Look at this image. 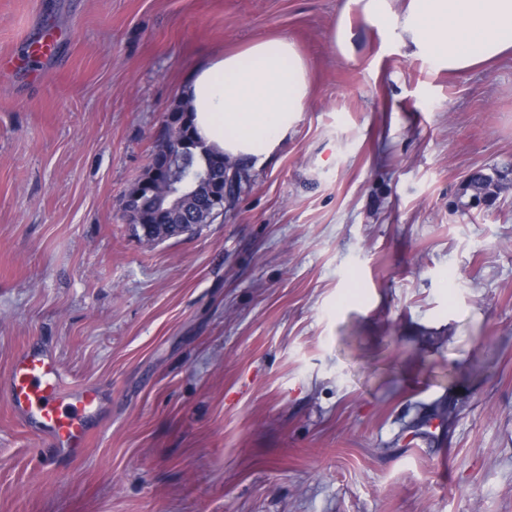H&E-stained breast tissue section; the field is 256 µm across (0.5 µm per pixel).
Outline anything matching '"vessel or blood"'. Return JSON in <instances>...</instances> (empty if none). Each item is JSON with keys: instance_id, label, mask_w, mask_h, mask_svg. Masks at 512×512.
<instances>
[{"instance_id": "obj_1", "label": "vessel or blood", "mask_w": 512, "mask_h": 512, "mask_svg": "<svg viewBox=\"0 0 512 512\" xmlns=\"http://www.w3.org/2000/svg\"><path fill=\"white\" fill-rule=\"evenodd\" d=\"M7 395L30 429L55 448L79 455L88 447V423L99 400L90 389H66L58 364L45 348L30 346L14 361Z\"/></svg>"}]
</instances>
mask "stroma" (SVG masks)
Wrapping results in <instances>:
<instances>
[{
	"label": "stroma",
	"instance_id": "stroma-1",
	"mask_svg": "<svg viewBox=\"0 0 512 512\" xmlns=\"http://www.w3.org/2000/svg\"><path fill=\"white\" fill-rule=\"evenodd\" d=\"M342 3L0 0V512H512V55L442 70L356 13L345 56ZM277 37L294 133L223 219L140 240L184 81ZM35 343L102 400L83 455L10 406ZM470 176L467 179L464 187L461 189L457 201V207L463 212H469L472 209H481L489 206V204L495 200L498 191V184L494 181V179L489 178L484 190L479 196L471 195L469 193Z\"/></svg>",
	"mask_w": 512,
	"mask_h": 512
}]
</instances>
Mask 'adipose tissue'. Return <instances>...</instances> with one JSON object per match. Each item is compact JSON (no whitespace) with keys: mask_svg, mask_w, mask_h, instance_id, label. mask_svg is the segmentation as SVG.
I'll use <instances>...</instances> for the list:
<instances>
[{"mask_svg":"<svg viewBox=\"0 0 512 512\" xmlns=\"http://www.w3.org/2000/svg\"><path fill=\"white\" fill-rule=\"evenodd\" d=\"M345 0L335 43L352 46L353 12L392 26L400 48L441 68L462 71L512 53V0ZM311 91L309 70L296 44L263 40L245 51L198 65L183 84L195 134L215 152L264 162L293 133Z\"/></svg>","mask_w":512,"mask_h":512,"instance_id":"adipose-tissue-1","label":"adipose tissue"}]
</instances>
